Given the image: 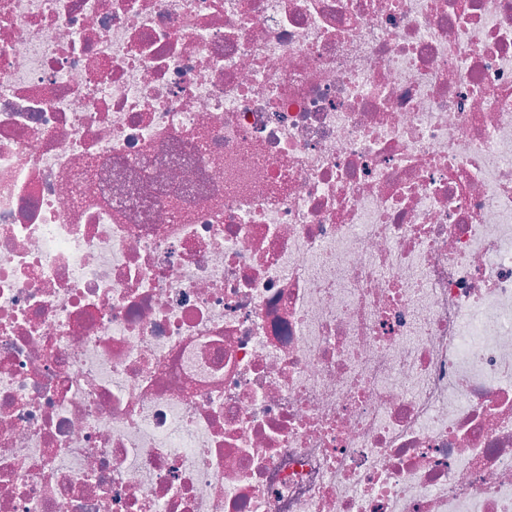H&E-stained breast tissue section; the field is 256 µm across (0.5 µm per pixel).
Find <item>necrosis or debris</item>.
Instances as JSON below:
<instances>
[{
    "label": "necrosis or debris",
    "mask_w": 512,
    "mask_h": 512,
    "mask_svg": "<svg viewBox=\"0 0 512 512\" xmlns=\"http://www.w3.org/2000/svg\"><path fill=\"white\" fill-rule=\"evenodd\" d=\"M0 512H512V0H0Z\"/></svg>",
    "instance_id": "4bbe7bcc"
}]
</instances>
